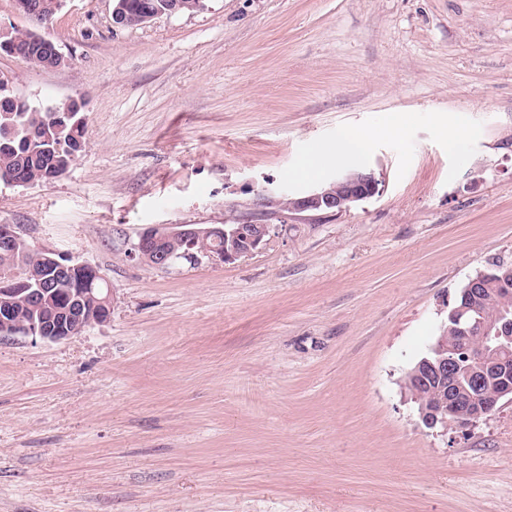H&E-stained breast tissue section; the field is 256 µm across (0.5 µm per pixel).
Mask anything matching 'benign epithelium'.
Listing matches in <instances>:
<instances>
[{"label":"benign epithelium","mask_w":512,"mask_h":512,"mask_svg":"<svg viewBox=\"0 0 512 512\" xmlns=\"http://www.w3.org/2000/svg\"><path fill=\"white\" fill-rule=\"evenodd\" d=\"M379 192L373 173L353 171L288 200V208L342 212ZM271 231L272 225L261 223L156 224L142 232L136 252L158 270H167L184 257L193 263L203 257L230 263L254 255ZM0 246L14 254L36 253L52 271L44 288L30 287L29 268L20 260L0 274V339L31 335L69 340L110 319L112 287L99 269H94L91 287L67 288L73 270L84 265L62 262L53 251L27 245L12 224L0 226ZM475 284L472 280L465 289L470 305L459 310L454 324L441 323L428 355L404 375V386L410 388L419 419L428 429L475 427L502 401L512 400V318L504 313L486 315L483 294ZM20 304L28 310L25 317L19 315Z\"/></svg>","instance_id":"7a95c632"}]
</instances>
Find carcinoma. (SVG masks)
<instances>
[{
	"label": "carcinoma",
	"instance_id": "carcinoma-1",
	"mask_svg": "<svg viewBox=\"0 0 512 512\" xmlns=\"http://www.w3.org/2000/svg\"><path fill=\"white\" fill-rule=\"evenodd\" d=\"M121 4L133 25H140L139 17L148 11L157 12L165 8L167 0H114ZM35 33L29 30H14V40L28 48L17 58L38 66L42 52L30 44ZM8 123L18 131V135L0 145V177L13 176L25 182L35 183L46 179L55 172L66 173L81 154L80 142L84 141L86 118L84 113L75 112L61 124L56 120V109L36 110L24 98L14 106V111L5 114L0 111V130ZM512 263L499 261L483 274H474L480 279L486 297L490 298L489 310L497 312L499 276Z\"/></svg>",
	"mask_w": 512,
	"mask_h": 512
}]
</instances>
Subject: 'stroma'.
Wrapping results in <instances>:
<instances>
[{"label": "stroma", "instance_id": "stroma-1", "mask_svg": "<svg viewBox=\"0 0 512 512\" xmlns=\"http://www.w3.org/2000/svg\"><path fill=\"white\" fill-rule=\"evenodd\" d=\"M112 8L65 0V66L0 53L16 95L86 116L65 176L0 183V224L113 294L80 336L0 339V512H512V402L443 433L403 386L467 279L512 262V0ZM355 130L360 156L296 177ZM350 170L380 193L288 210ZM246 222L273 227L249 258L135 254L153 224ZM114 6L118 3L124 8L129 15L132 25L129 27L138 26L143 24L140 22L139 17L146 14L148 11L157 12L165 8L167 0H113ZM121 6L113 8L112 23L116 27H126L128 18Z\"/></svg>", "mask_w": 512, "mask_h": 512}]
</instances>
